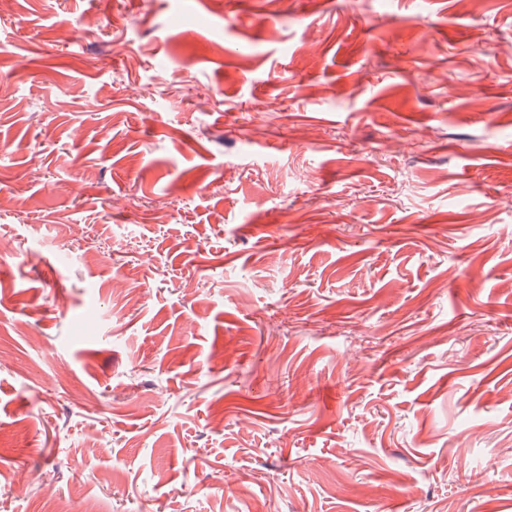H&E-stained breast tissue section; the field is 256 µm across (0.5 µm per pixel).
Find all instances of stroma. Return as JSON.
I'll use <instances>...</instances> for the list:
<instances>
[{
	"label": "stroma",
	"instance_id": "obj_1",
	"mask_svg": "<svg viewBox=\"0 0 512 512\" xmlns=\"http://www.w3.org/2000/svg\"><path fill=\"white\" fill-rule=\"evenodd\" d=\"M2 51L0 512H512V0H7Z\"/></svg>",
	"mask_w": 512,
	"mask_h": 512
}]
</instances>
